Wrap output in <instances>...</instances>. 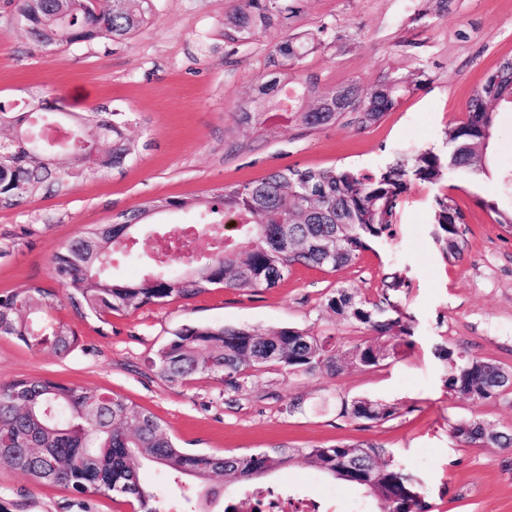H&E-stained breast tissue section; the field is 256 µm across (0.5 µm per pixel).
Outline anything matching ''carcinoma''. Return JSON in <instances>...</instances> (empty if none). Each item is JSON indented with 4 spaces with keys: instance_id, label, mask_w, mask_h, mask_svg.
I'll use <instances>...</instances> for the list:
<instances>
[{
    "instance_id": "carcinoma-1",
    "label": "carcinoma",
    "mask_w": 512,
    "mask_h": 512,
    "mask_svg": "<svg viewBox=\"0 0 512 512\" xmlns=\"http://www.w3.org/2000/svg\"><path fill=\"white\" fill-rule=\"evenodd\" d=\"M28 35L51 47L99 40L119 43L153 22L152 0H39ZM301 0H240L224 18V43L244 45L259 35L268 38L266 66L273 77H259L254 96L238 106L235 119L265 129L287 119L308 130L345 121L358 129L371 127L393 111L407 92L404 82L386 77L373 85L347 84L332 92L319 87L307 72L309 55L339 39L323 23L312 30L280 34L285 21L299 12ZM512 104V57L485 75L466 104L465 118L446 133L448 151L431 149L398 156L377 171L333 165L299 168L288 165L245 184H225L194 201L164 198L120 215L121 221L88 228L53 258L54 272L65 288L63 298L37 284L0 296V335L11 336L34 352L65 354L76 344L69 323L49 314L65 303L80 315L107 324L109 318L147 305L191 300L213 288L258 292L278 285L297 266L336 272L355 265L364 252L393 233L403 195L415 183H434L443 170L472 176L489 175L496 108ZM28 110L15 111L0 101V127L27 131ZM131 113L104 106L69 113L72 129L68 154L50 161L29 154L20 144L0 142V209L31 201L42 191L66 190L72 183L136 158L139 145L126 137ZM495 221L512 229V209L495 197L480 200ZM190 209L196 224L177 247L172 241L154 251V266L168 253L184 254L190 272L147 274L137 279L111 275L116 258L139 256L140 228L153 214ZM239 224L240 238H224V218ZM434 223L443 250L458 260L471 243L465 215L445 193L435 199ZM200 232L217 246L198 260L190 244ZM126 237L118 242L117 236ZM398 276L383 282L371 299L356 288L340 286L326 301L340 321L356 325L367 336L349 347L334 336H312L293 328L261 334L247 327L186 326L175 333L151 360L158 377L183 385L195 376L219 378L231 388L250 372L278 366L287 373H332L344 367L378 368L396 359L412 336L408 317L393 292ZM448 393L473 403L493 399L501 381L512 375L486 358L457 347L441 346ZM398 407L356 398L343 400L340 415L354 420L383 421ZM452 433L465 443L512 447V433L477 420H462ZM386 449L369 442L312 448H273L251 454L190 452L177 446L163 421L125 397L99 388L76 387L48 377H31L0 385V465L42 485L118 497L132 512H166V500L140 479L138 461L164 467L179 487L187 478L204 489L207 500L220 495L210 481L246 483L283 467L302 455L324 473L359 487L388 504V512H422L412 478L384 460Z\"/></svg>"
}]
</instances>
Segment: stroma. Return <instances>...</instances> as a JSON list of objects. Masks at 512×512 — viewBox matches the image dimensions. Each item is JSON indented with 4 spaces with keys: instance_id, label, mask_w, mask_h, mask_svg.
<instances>
[{
    "instance_id": "obj_1",
    "label": "stroma",
    "mask_w": 512,
    "mask_h": 512,
    "mask_svg": "<svg viewBox=\"0 0 512 512\" xmlns=\"http://www.w3.org/2000/svg\"><path fill=\"white\" fill-rule=\"evenodd\" d=\"M235 0H153L155 23L114 44L85 42L43 48L27 37L18 0H0V100L23 106L46 93L51 105L83 113L99 105L133 113L129 138L139 156L121 168L77 182L61 193L0 210V295L30 284L60 291L53 257L94 224L158 199L191 200L229 183L260 178L285 166L350 165L375 171L397 154L446 150L448 129L489 70L512 56V0H302L290 23L300 32L337 26L336 44L318 50L307 68L332 89L404 78L399 106L368 129L337 124L306 133L281 124L270 138L235 123L265 70L266 41L229 51L224 16ZM240 145L226 153L227 142ZM490 176L451 170L436 184L417 183L403 196L393 235L334 273L295 268L276 287L256 293L215 288L189 301L149 305L113 316L110 324L58 308L78 337L59 356L35 353L0 336V384L49 377L111 390L153 412L187 450L247 454L291 448L373 442L417 480L428 512H512V448L468 445L452 423L481 420L512 432V387L475 404L449 396L438 345L459 346L512 371V232L496 224L481 199L501 194L512 173V107L500 108ZM450 193L467 222L470 250L448 260L437 240L433 199ZM401 277L396 297L411 318L410 344L387 365L338 374H290L276 366L253 372L239 390L198 378L170 385L150 360L186 326L293 327L334 336L343 345L361 337L326 307L347 286L376 297L386 274ZM301 398L288 411L291 398ZM367 397L396 405L376 422L340 414L341 399ZM296 487L326 512H383L384 503L327 477L299 457L264 480ZM0 512H131L129 506L60 486L40 485L0 467Z\"/></svg>"
}]
</instances>
